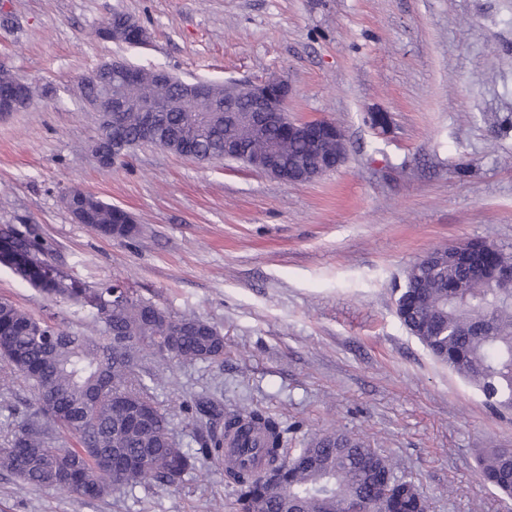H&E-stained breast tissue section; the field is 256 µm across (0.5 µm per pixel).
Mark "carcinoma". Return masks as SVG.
<instances>
[{"label":"carcinoma","instance_id":"carcinoma-1","mask_svg":"<svg viewBox=\"0 0 512 512\" xmlns=\"http://www.w3.org/2000/svg\"><path fill=\"white\" fill-rule=\"evenodd\" d=\"M127 40L136 38L138 23L110 19L96 30L112 40V28ZM96 70L81 77L83 103L97 111L103 94ZM179 82L157 80L152 69H137L123 92L126 109L115 124L100 116L96 143L112 149V138L123 141V156L141 145L162 144L166 150L200 161L224 160V143L233 142L252 154L276 153L283 167L308 181L336 164V140H326L318 154L309 142L288 138L271 124H250L237 112L212 111L224 106V84H208L205 101L176 96ZM148 100H164L168 108L154 116L156 137H143ZM62 197L79 209L84 223L101 235L130 239L137 233L133 218L90 193ZM9 246V261L0 265L60 303H79L82 290L65 275L49 277L29 256L43 257L46 247L35 229L9 228L0 243ZM467 247L499 267H512V255L483 243ZM457 248L436 261L420 260L405 274L397 302L402 323L435 360L478 386L487 398L512 412V296L487 287L455 260ZM89 317L99 326L101 342L91 336L60 329L35 317L7 298H0V363L32 388L36 411L14 420L7 446L0 448V471L33 488L49 489L81 499L98 500L115 491L178 487L185 476L208 460L225 455L227 439L239 449L260 448L266 469L281 473V487L272 489L261 474L229 463L224 480L234 488L237 512H346L356 503L363 512H377L387 502L390 512H427V502L411 481L399 478L391 460L364 440L331 432L288 457V428L261 409L224 410L209 397L185 408L191 420H207L192 435L193 446L175 440L167 414L152 395L151 374L139 367L140 355L168 357L178 362L224 361V335L195 317L171 315L156 303L127 288L107 284L86 300ZM68 434L78 448L57 444ZM480 479L512 496V448H492L479 457Z\"/></svg>","mask_w":512,"mask_h":512}]
</instances>
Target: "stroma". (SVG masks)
<instances>
[{"label":"stroma","mask_w":512,"mask_h":512,"mask_svg":"<svg viewBox=\"0 0 512 512\" xmlns=\"http://www.w3.org/2000/svg\"><path fill=\"white\" fill-rule=\"evenodd\" d=\"M144 47L95 34L114 13ZM119 58L188 81L284 79L292 118H325L347 156L287 184L242 164L154 146L103 168L81 75ZM0 59L32 90L0 118V228H35L78 287L120 283L176 316L216 325L220 364L143 358L180 443L198 396L259 408L288 446L340 430L363 438L427 497L429 512H512L478 476L484 448H512V415L436 361L396 313L397 287L429 251L485 241L512 253V0H0ZM388 117L373 126L372 113ZM77 187L128 211L137 236L77 223ZM95 335L0 266V297ZM0 447L32 395L0 366ZM224 465L180 488L84 501L0 472V512H236Z\"/></svg>","instance_id":"obj_1"}]
</instances>
